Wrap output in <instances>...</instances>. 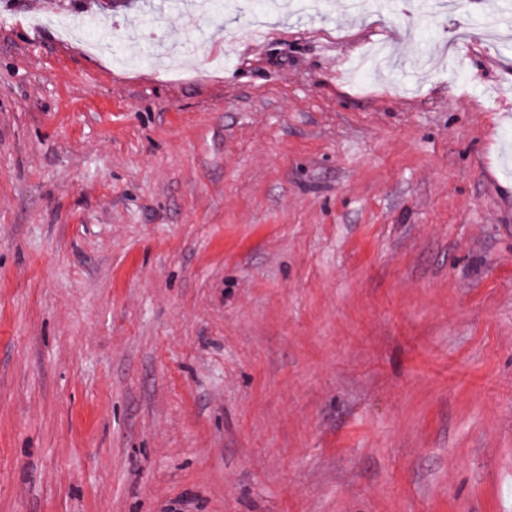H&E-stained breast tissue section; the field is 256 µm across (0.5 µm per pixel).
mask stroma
<instances>
[{"label":"stroma","instance_id":"stroma-1","mask_svg":"<svg viewBox=\"0 0 512 512\" xmlns=\"http://www.w3.org/2000/svg\"><path fill=\"white\" fill-rule=\"evenodd\" d=\"M422 5L0 0V512H512V36Z\"/></svg>","mask_w":512,"mask_h":512}]
</instances>
